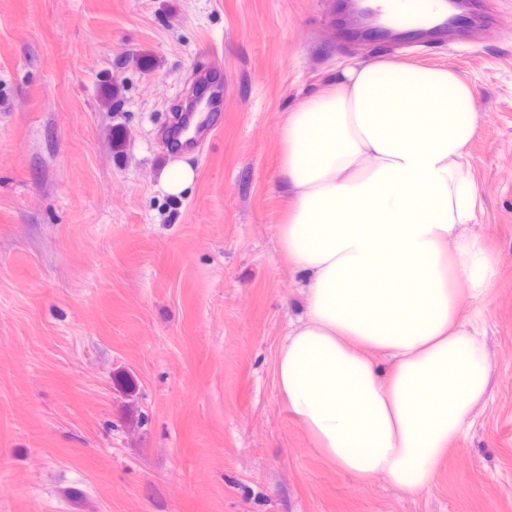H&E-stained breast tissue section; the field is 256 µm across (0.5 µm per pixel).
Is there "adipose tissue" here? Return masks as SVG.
Listing matches in <instances>:
<instances>
[{
  "label": "adipose tissue",
  "instance_id": "ef3b65f1",
  "mask_svg": "<svg viewBox=\"0 0 512 512\" xmlns=\"http://www.w3.org/2000/svg\"><path fill=\"white\" fill-rule=\"evenodd\" d=\"M480 128L448 66L343 68L285 116L279 249L303 281L276 389L350 477L427 492L489 396L482 304L500 273L465 168Z\"/></svg>",
  "mask_w": 512,
  "mask_h": 512
}]
</instances>
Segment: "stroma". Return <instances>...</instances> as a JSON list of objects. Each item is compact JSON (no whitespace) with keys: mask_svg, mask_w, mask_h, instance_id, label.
Masks as SVG:
<instances>
[{"mask_svg":"<svg viewBox=\"0 0 512 512\" xmlns=\"http://www.w3.org/2000/svg\"><path fill=\"white\" fill-rule=\"evenodd\" d=\"M493 3V26L404 49L339 42L336 0H0V512H512V0ZM381 57L473 85L477 222L504 260L491 396L416 497L313 452L275 387L304 306L281 123ZM204 72L213 129L171 147Z\"/></svg>","mask_w":512,"mask_h":512,"instance_id":"obj_1","label":"stroma"}]
</instances>
